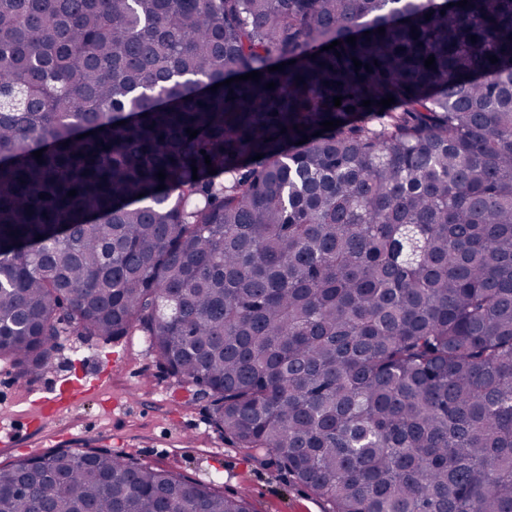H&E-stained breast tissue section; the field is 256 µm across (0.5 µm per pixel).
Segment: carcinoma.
Here are the masks:
<instances>
[{
    "label": "carcinoma",
    "mask_w": 512,
    "mask_h": 512,
    "mask_svg": "<svg viewBox=\"0 0 512 512\" xmlns=\"http://www.w3.org/2000/svg\"><path fill=\"white\" fill-rule=\"evenodd\" d=\"M457 2L0 0V359L138 332L325 512H512V0ZM47 507L251 512L89 444L0 467Z\"/></svg>",
    "instance_id": "obj_1"
}]
</instances>
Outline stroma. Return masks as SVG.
I'll use <instances>...</instances> for the list:
<instances>
[{
  "mask_svg": "<svg viewBox=\"0 0 512 512\" xmlns=\"http://www.w3.org/2000/svg\"><path fill=\"white\" fill-rule=\"evenodd\" d=\"M105 371L113 398L126 401V408H104L90 394L46 426H31L35 399L53 397L68 382ZM209 417L197 387L169 377L145 337L136 334L109 342L59 337L52 366L31 380L0 362V428L14 434L13 444L0 443L1 466L88 443L173 470L224 496L247 497L252 512H324V503L306 486L234 447Z\"/></svg>",
  "mask_w": 512,
  "mask_h": 512,
  "instance_id": "35a3bbf8",
  "label": "stroma"
}]
</instances>
